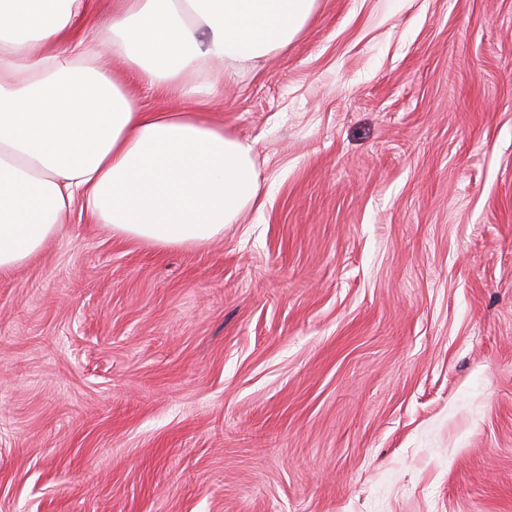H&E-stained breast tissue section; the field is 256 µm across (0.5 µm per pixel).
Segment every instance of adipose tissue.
I'll return each instance as SVG.
<instances>
[{"instance_id": "1", "label": "adipose tissue", "mask_w": 512, "mask_h": 512, "mask_svg": "<svg viewBox=\"0 0 512 512\" xmlns=\"http://www.w3.org/2000/svg\"><path fill=\"white\" fill-rule=\"evenodd\" d=\"M317 0H112L93 43L91 0H0V274L37 253L74 203L114 237L202 247L260 199L248 141L177 97L211 92L208 65L284 51ZM109 43L119 70L99 60ZM133 74L169 107L143 109ZM112 20V0H96L89 13L77 26V34L91 39L94 33Z\"/></svg>"}]
</instances>
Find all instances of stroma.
Masks as SVG:
<instances>
[{"instance_id": "1", "label": "stroma", "mask_w": 512, "mask_h": 512, "mask_svg": "<svg viewBox=\"0 0 512 512\" xmlns=\"http://www.w3.org/2000/svg\"><path fill=\"white\" fill-rule=\"evenodd\" d=\"M209 71L265 204L76 208L0 274V512H512V0H318Z\"/></svg>"}]
</instances>
